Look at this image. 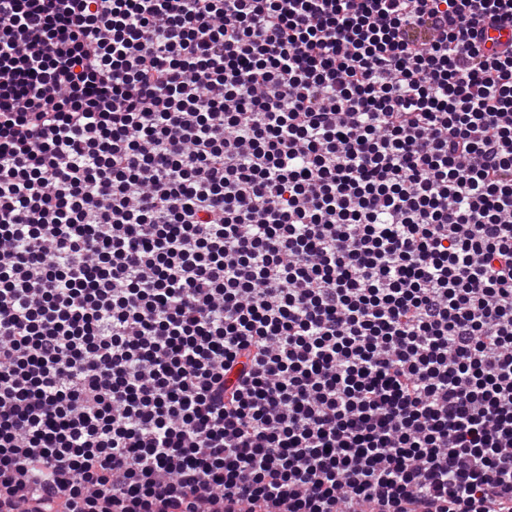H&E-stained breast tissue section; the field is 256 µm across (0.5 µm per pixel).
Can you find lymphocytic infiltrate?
Masks as SVG:
<instances>
[{
  "label": "lymphocytic infiltrate",
  "mask_w": 512,
  "mask_h": 512,
  "mask_svg": "<svg viewBox=\"0 0 512 512\" xmlns=\"http://www.w3.org/2000/svg\"><path fill=\"white\" fill-rule=\"evenodd\" d=\"M512 0H0V512H512Z\"/></svg>",
  "instance_id": "f902f5d3"
}]
</instances>
